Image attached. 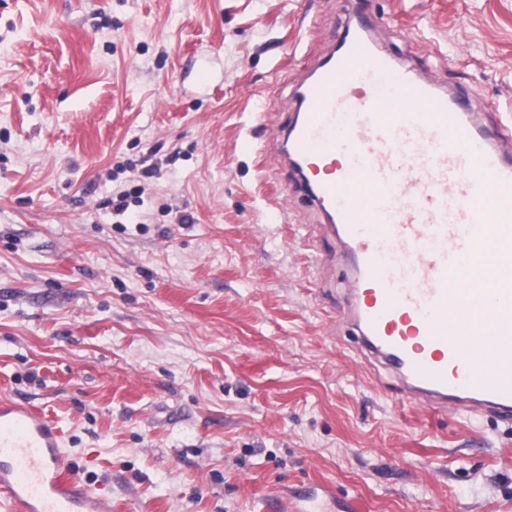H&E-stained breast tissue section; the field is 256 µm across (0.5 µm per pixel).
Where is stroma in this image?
<instances>
[{
	"label": "stroma",
	"instance_id": "35a3bbf8",
	"mask_svg": "<svg viewBox=\"0 0 512 512\" xmlns=\"http://www.w3.org/2000/svg\"><path fill=\"white\" fill-rule=\"evenodd\" d=\"M349 7L0 0V398L55 416L112 512H286L315 485L512 512V425L368 364L346 259L275 164ZM369 10L382 51L512 116V0Z\"/></svg>",
	"mask_w": 512,
	"mask_h": 512
}]
</instances>
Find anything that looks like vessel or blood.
Returning <instances> with one entry per match:
<instances>
[{"label":"vessel or blood","instance_id":"1","mask_svg":"<svg viewBox=\"0 0 512 512\" xmlns=\"http://www.w3.org/2000/svg\"><path fill=\"white\" fill-rule=\"evenodd\" d=\"M295 94L280 161L349 260V316L368 357L431 410L512 422V129L465 94L375 52L369 0ZM399 96L417 112L385 118ZM493 324L480 345L476 323ZM52 414L0 401V512H112L78 483Z\"/></svg>","mask_w":512,"mask_h":512}]
</instances>
